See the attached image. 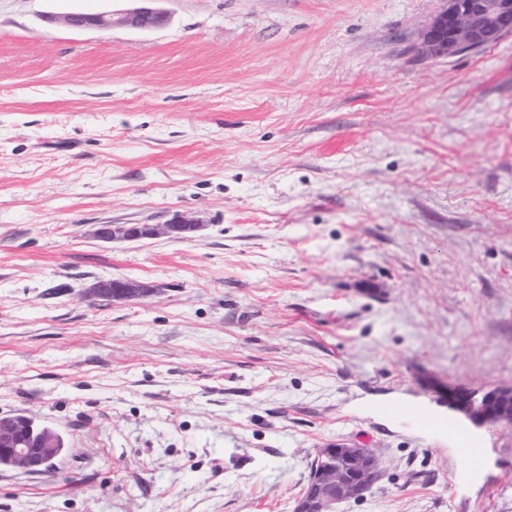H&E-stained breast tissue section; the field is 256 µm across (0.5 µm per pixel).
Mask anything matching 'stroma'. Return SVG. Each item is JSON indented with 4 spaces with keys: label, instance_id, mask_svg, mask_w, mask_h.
I'll return each mask as SVG.
<instances>
[{
    "label": "stroma",
    "instance_id": "stroma-1",
    "mask_svg": "<svg viewBox=\"0 0 512 512\" xmlns=\"http://www.w3.org/2000/svg\"><path fill=\"white\" fill-rule=\"evenodd\" d=\"M444 5L0 0V417L65 445L0 512H293L336 442L385 470L337 512H512V427L475 467L385 411L512 387V34L419 59ZM115 16H117V19H115ZM166 20L167 16L162 10L146 5L120 13H69L63 17V22L76 30L108 29L112 28L114 23L138 29H151L163 25ZM141 226H143L142 229ZM200 227L198 220L175 215L167 224H101L96 228L95 235L104 242L137 240L158 235H166L175 239H190ZM154 286L126 278L100 280L90 286L86 294L97 301H131L143 299L154 292Z\"/></svg>",
    "mask_w": 512,
    "mask_h": 512
}]
</instances>
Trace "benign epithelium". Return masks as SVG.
<instances>
[{
    "label": "benign epithelium",
    "mask_w": 512,
    "mask_h": 512,
    "mask_svg": "<svg viewBox=\"0 0 512 512\" xmlns=\"http://www.w3.org/2000/svg\"><path fill=\"white\" fill-rule=\"evenodd\" d=\"M165 13L140 6L118 14L69 13L63 22L72 29H108L114 23L138 29L163 25ZM512 32V0H448L420 30L418 46L425 57L456 56L481 50ZM200 222L181 215L166 224H101L95 230L104 242L137 240L158 235L190 239ZM154 292V286L126 278L100 280L86 294L97 301H131ZM448 407L475 424L512 425V387L477 388L448 386ZM62 454L54 438L37 435L30 424L11 418L0 420V460L24 472L39 473L53 468ZM383 476L380 460L371 448L341 446L320 448L311 463L309 492L295 504L293 512H335V506L360 500Z\"/></svg>",
    "instance_id": "1"
}]
</instances>
